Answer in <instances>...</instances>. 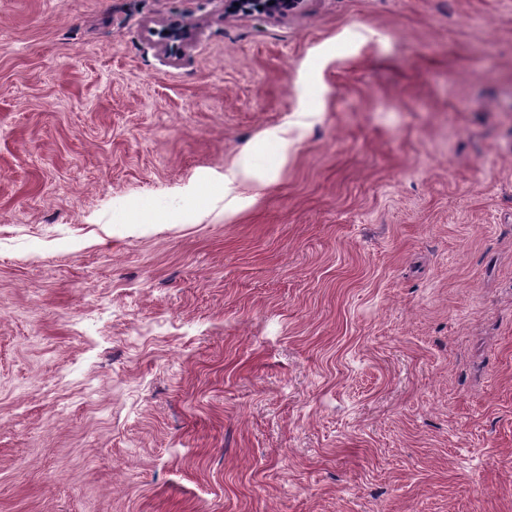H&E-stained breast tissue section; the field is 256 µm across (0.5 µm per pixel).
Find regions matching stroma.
Segmentation results:
<instances>
[{
  "instance_id": "obj_1",
  "label": "stroma",
  "mask_w": 512,
  "mask_h": 512,
  "mask_svg": "<svg viewBox=\"0 0 512 512\" xmlns=\"http://www.w3.org/2000/svg\"><path fill=\"white\" fill-rule=\"evenodd\" d=\"M0 512H512V0H0ZM270 1H274V4L269 5ZM234 3H238V6H234ZM299 3V0H225V6L228 10L244 13L259 11L275 14L286 9L284 5H288V10H290ZM259 6H262V9H259ZM264 140L271 148L274 159L259 166L254 162L252 151L248 152L242 158L237 169L232 168L224 172V194L226 191L231 192L233 190L240 173L251 171L263 181H267L276 174L280 165L286 160L288 149L292 145V140L288 137V126H277L266 130Z\"/></svg>"
}]
</instances>
